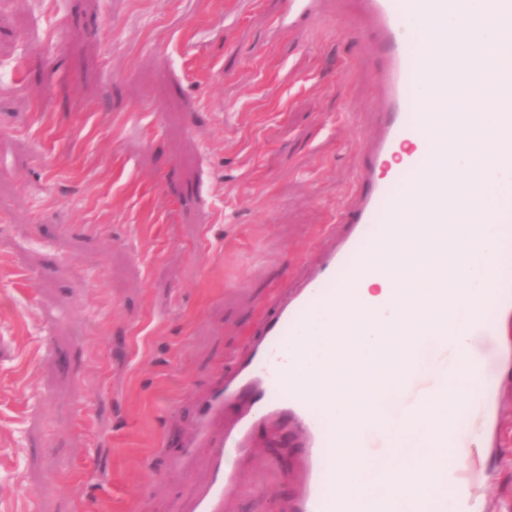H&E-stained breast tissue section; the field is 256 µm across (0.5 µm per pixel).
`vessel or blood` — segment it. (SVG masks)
<instances>
[{
    "label": "vessel or blood",
    "mask_w": 512,
    "mask_h": 512,
    "mask_svg": "<svg viewBox=\"0 0 512 512\" xmlns=\"http://www.w3.org/2000/svg\"><path fill=\"white\" fill-rule=\"evenodd\" d=\"M427 6L436 17L452 14L456 0H367L370 13L388 53L385 68L386 98L381 107L377 138L364 149V161L347 204L336 214L334 224L322 232L332 241L330 248L308 267L296 287L275 293L265 306V314L252 332L244 352L219 367L211 391L199 399L195 426L180 454L181 468H189L200 448L209 451L210 478L196 487L185 504V512H224L227 495L239 484L235 457L251 453L252 428L259 423L288 429L303 448L305 476L285 512H355L353 502L327 487V476L336 464L341 448L360 449L373 454L374 440L368 432L339 433L332 428L323 410L324 395L294 383L288 371V343L301 335L322 310L335 308L349 297L352 286L363 277V260L368 251H388L405 224L446 227L450 217L447 203L422 197L415 209L402 212L400 184L403 171L422 168L420 155L408 154L403 171L385 174L399 149L419 140L424 124L443 128L444 113L428 115L419 122L414 110V92L428 82L431 74L419 49L401 35L404 16ZM474 28L496 27L501 34L502 62L492 89L484 101L497 110L498 118L489 137L494 147L484 159L485 166L499 181L497 206L487 211L485 223L494 225L499 249L488 268L494 271V287L478 300L479 327L498 340L499 351L512 348V333L502 324V314L512 311V275L500 272V265L512 266V111H498L500 97H512V0H488L485 12L473 22ZM344 232H337V225ZM493 388L483 389L467 416L468 428L478 419L491 418ZM457 423L443 420L433 427L435 446L459 448L464 444ZM432 478L445 494L434 512H446L449 501H457L461 512H487L475 494V478L463 467L439 468Z\"/></svg>",
    "instance_id": "1"
}]
</instances>
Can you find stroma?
<instances>
[{"label": "stroma", "instance_id": "1", "mask_svg": "<svg viewBox=\"0 0 512 512\" xmlns=\"http://www.w3.org/2000/svg\"><path fill=\"white\" fill-rule=\"evenodd\" d=\"M0 0V512H181L195 401L321 250L377 130L364 0ZM505 442L473 456L512 512ZM226 512L299 479L260 426ZM319 0H287L288 28L317 10Z\"/></svg>", "mask_w": 512, "mask_h": 512}]
</instances>
